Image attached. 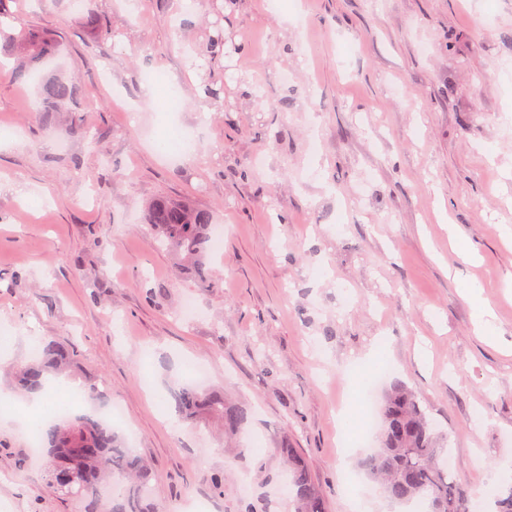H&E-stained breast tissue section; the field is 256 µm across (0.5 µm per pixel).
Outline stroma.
Here are the masks:
<instances>
[{"instance_id":"obj_1","label":"stroma","mask_w":512,"mask_h":512,"mask_svg":"<svg viewBox=\"0 0 512 512\" xmlns=\"http://www.w3.org/2000/svg\"><path fill=\"white\" fill-rule=\"evenodd\" d=\"M10 7L53 35L51 68L81 96L75 123L0 71V330L14 338L0 358L31 357L40 336L70 347L61 397L85 412L91 382L120 406L155 512L190 497L291 512L285 444L330 512H404L356 491L375 438H339L369 373L373 402L394 382L418 393L474 493L512 485V0H94L91 25L68 0ZM218 33L224 54L205 59ZM149 71L177 92L185 152L158 148L167 109L141 97ZM158 195L223 225L207 280L147 234ZM196 365L251 407L243 431L179 420L172 393ZM27 407L0 369V505L78 512L30 464Z\"/></svg>"}]
</instances>
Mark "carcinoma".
<instances>
[{
	"label": "carcinoma",
	"instance_id": "1",
	"mask_svg": "<svg viewBox=\"0 0 512 512\" xmlns=\"http://www.w3.org/2000/svg\"><path fill=\"white\" fill-rule=\"evenodd\" d=\"M9 0H0V51L8 56L24 52L28 63L18 66L17 82L34 83L47 112H68L77 102L76 83L57 73L32 74L55 55L53 39L14 17ZM147 231L184 265L208 276L206 262L211 245L207 231L212 217L187 201L157 197L147 206ZM71 363L67 346L54 338L38 339L30 360L9 367L15 387L25 396L44 391L49 379ZM176 408L186 420L202 418L238 431L249 421V406L224 399V393L185 386L173 394ZM41 448L49 458L47 482L62 496L78 501L79 512H154L142 496L151 477L148 467L126 448L120 437L95 412L56 420L38 431ZM378 447L364 459L362 468L384 494L399 504L423 499L428 512H469L466 486L444 464L447 449L428 421L416 394L400 383L384 393L375 432ZM290 473L295 512H328L327 501L296 448L280 449ZM122 489L108 496L104 487L115 477Z\"/></svg>",
	"mask_w": 512,
	"mask_h": 512
}]
</instances>
